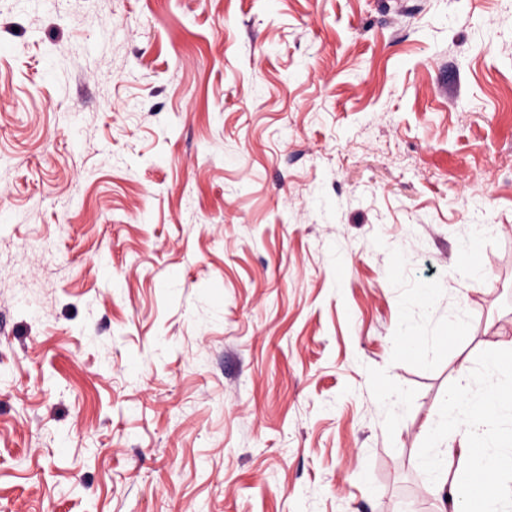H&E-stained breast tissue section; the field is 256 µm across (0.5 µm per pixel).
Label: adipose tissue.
<instances>
[{
  "mask_svg": "<svg viewBox=\"0 0 512 512\" xmlns=\"http://www.w3.org/2000/svg\"><path fill=\"white\" fill-rule=\"evenodd\" d=\"M512 365L500 350L480 370L462 367L448 390L447 418L419 449L421 467L447 487L448 512H512ZM461 435V447L448 439Z\"/></svg>",
  "mask_w": 512,
  "mask_h": 512,
  "instance_id": "1",
  "label": "adipose tissue"
}]
</instances>
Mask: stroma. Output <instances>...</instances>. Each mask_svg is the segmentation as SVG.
Instances as JSON below:
<instances>
[{
    "instance_id": "stroma-1",
    "label": "stroma",
    "mask_w": 512,
    "mask_h": 512,
    "mask_svg": "<svg viewBox=\"0 0 512 512\" xmlns=\"http://www.w3.org/2000/svg\"><path fill=\"white\" fill-rule=\"evenodd\" d=\"M510 338L512 0H0V512H441Z\"/></svg>"
}]
</instances>
